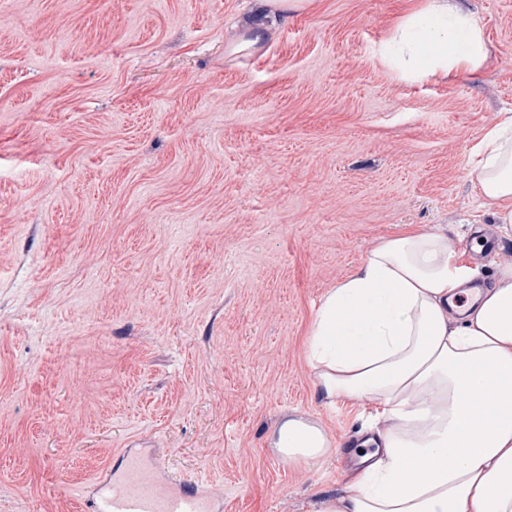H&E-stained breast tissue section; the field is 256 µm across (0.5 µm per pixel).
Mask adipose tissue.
<instances>
[{
	"mask_svg": "<svg viewBox=\"0 0 512 512\" xmlns=\"http://www.w3.org/2000/svg\"><path fill=\"white\" fill-rule=\"evenodd\" d=\"M378 55L408 80L477 71L482 20L456 0H425ZM475 155L480 195L512 230V118ZM473 277L434 230L381 239L325 293L307 340L316 391L332 403L377 401L387 425L363 439L349 484L316 512H512V265L484 288ZM269 445L309 465L334 443L292 412Z\"/></svg>",
	"mask_w": 512,
	"mask_h": 512,
	"instance_id": "ef3b65f1",
	"label": "adipose tissue"
}]
</instances>
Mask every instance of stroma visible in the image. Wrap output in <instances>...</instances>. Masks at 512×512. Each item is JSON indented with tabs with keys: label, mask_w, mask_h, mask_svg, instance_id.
Wrapping results in <instances>:
<instances>
[{
	"label": "stroma",
	"mask_w": 512,
	"mask_h": 512,
	"mask_svg": "<svg viewBox=\"0 0 512 512\" xmlns=\"http://www.w3.org/2000/svg\"><path fill=\"white\" fill-rule=\"evenodd\" d=\"M462 2L486 63L411 82L375 52L424 0H304L240 52L253 0H0V512H78L137 443L224 512L343 488L386 422L316 393L325 292L408 232L512 264L473 155L512 113V0ZM288 411L338 452L282 462Z\"/></svg>",
	"instance_id": "stroma-1"
}]
</instances>
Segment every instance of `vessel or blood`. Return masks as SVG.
I'll use <instances>...</instances> for the list:
<instances>
[{
	"mask_svg": "<svg viewBox=\"0 0 512 512\" xmlns=\"http://www.w3.org/2000/svg\"><path fill=\"white\" fill-rule=\"evenodd\" d=\"M82 512H223V496L170 478L153 456L125 449L81 495Z\"/></svg>",
	"mask_w": 512,
	"mask_h": 512,
	"instance_id": "obj_1",
	"label": "vessel or blood"
}]
</instances>
